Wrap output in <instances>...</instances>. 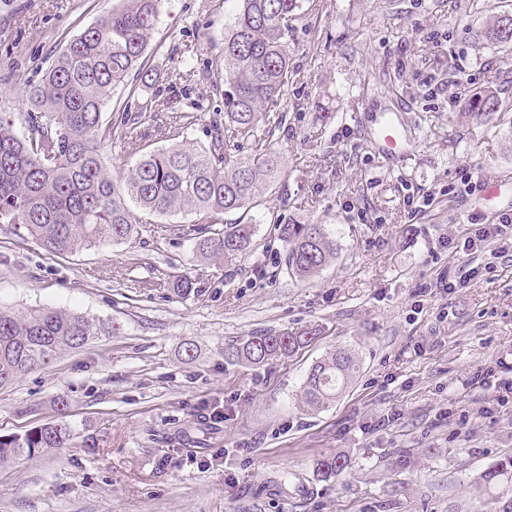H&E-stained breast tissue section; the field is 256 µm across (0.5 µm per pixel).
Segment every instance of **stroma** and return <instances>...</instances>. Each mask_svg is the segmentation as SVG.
I'll return each mask as SVG.
<instances>
[{
    "mask_svg": "<svg viewBox=\"0 0 512 512\" xmlns=\"http://www.w3.org/2000/svg\"><path fill=\"white\" fill-rule=\"evenodd\" d=\"M119 0H0V112L26 109L7 83L38 81L66 43ZM295 21L297 76L278 133L282 179L254 214L262 250L204 262L155 219L125 242L62 257L0 227V306L67 309L112 325L0 390V435L54 419L66 396L75 444L0 468V512H500L512 473V249L472 268L468 232L512 210V83L482 29L512 0H308ZM222 0H164L147 55L160 73L185 51L214 57ZM457 84H449V72ZM495 85L503 111L460 119ZM393 118L406 154L373 131ZM478 181L454 188L466 171ZM504 178L500 195L487 180ZM430 195L410 210L408 190ZM322 224L336 254L288 275L276 224ZM196 279L177 295L170 276ZM260 330L313 342L261 367L224 347ZM197 356L186 359L184 347ZM359 371L336 403L298 394L329 350ZM348 469L320 480L319 458Z\"/></svg>",
    "mask_w": 512,
    "mask_h": 512,
    "instance_id": "obj_1",
    "label": "stroma"
}]
</instances>
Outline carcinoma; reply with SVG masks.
<instances>
[{"instance_id": "obj_1", "label": "carcinoma", "mask_w": 512, "mask_h": 512, "mask_svg": "<svg viewBox=\"0 0 512 512\" xmlns=\"http://www.w3.org/2000/svg\"><path fill=\"white\" fill-rule=\"evenodd\" d=\"M163 0H123L73 37L45 69L38 82L23 72L13 76L25 85L29 108L21 114L27 135L15 130V113H0V224L9 225L56 255H71L108 242L130 239L141 215L193 214L178 234L194 243L205 260L231 263L256 253L254 215L262 192L280 178L279 156L272 150L277 131L286 124L282 103L288 99L296 71L292 42L301 0H224V46L204 65L212 97L220 106L192 101L175 109L170 101L147 97L115 112L102 123V112L120 86L128 94L153 85L158 71L146 50ZM485 38L496 48H512V14L490 18ZM198 61L186 58L167 73L171 88L187 87ZM498 89L487 86L470 95L461 118L499 110ZM220 111L211 120L210 140L194 145L185 131ZM169 145L153 148V140ZM122 144L138 161L119 174L102 156L105 144ZM253 153L239 155L243 144ZM135 208H130L125 198ZM284 266L306 279L335 255L336 243L321 224H280ZM169 285L181 295L199 293L187 275ZM109 331L94 318L63 309L0 307V389L25 372L48 365L60 352L82 347ZM313 337L286 331H259L225 345L229 363L263 366L289 355ZM355 356L334 350L309 370L300 400L310 410L336 402L358 372ZM68 401L60 397L61 422H47L22 434L0 436V467L48 448L72 445L74 427ZM328 481L348 466L343 455L318 460Z\"/></svg>"}]
</instances>
